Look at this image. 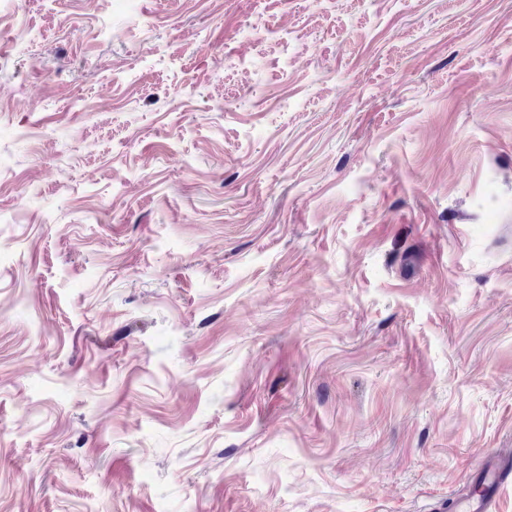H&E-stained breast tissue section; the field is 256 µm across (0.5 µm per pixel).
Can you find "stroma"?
<instances>
[{
    "mask_svg": "<svg viewBox=\"0 0 512 512\" xmlns=\"http://www.w3.org/2000/svg\"><path fill=\"white\" fill-rule=\"evenodd\" d=\"M511 454L512 0H0V512Z\"/></svg>",
    "mask_w": 512,
    "mask_h": 512,
    "instance_id": "1",
    "label": "stroma"
}]
</instances>
